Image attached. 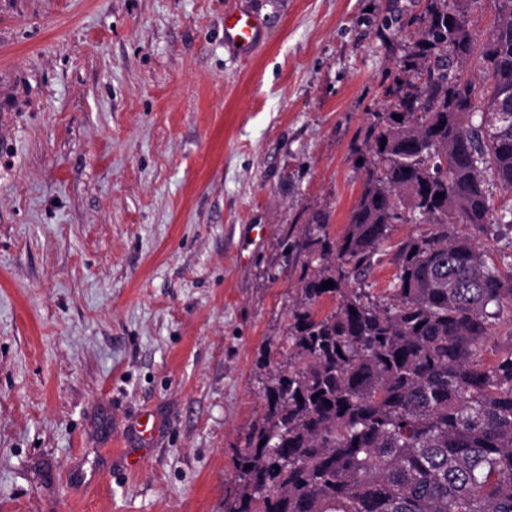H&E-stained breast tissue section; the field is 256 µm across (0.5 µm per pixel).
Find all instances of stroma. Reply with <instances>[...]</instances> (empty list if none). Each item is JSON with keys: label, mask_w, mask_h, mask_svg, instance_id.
Here are the masks:
<instances>
[{"label": "stroma", "mask_w": 512, "mask_h": 512, "mask_svg": "<svg viewBox=\"0 0 512 512\" xmlns=\"http://www.w3.org/2000/svg\"><path fill=\"white\" fill-rule=\"evenodd\" d=\"M265 39L241 57L224 14ZM389 0H0V512H224L340 237L407 25ZM155 412L150 449L123 428ZM260 15L252 10L235 8L224 14V45L237 54L253 51L262 37Z\"/></svg>", "instance_id": "obj_1"}]
</instances>
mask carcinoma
<instances>
[{
    "instance_id": "carcinoma-1",
    "label": "carcinoma",
    "mask_w": 512,
    "mask_h": 512,
    "mask_svg": "<svg viewBox=\"0 0 512 512\" xmlns=\"http://www.w3.org/2000/svg\"><path fill=\"white\" fill-rule=\"evenodd\" d=\"M426 0L392 89L365 129L361 193L339 238L317 214L288 253L306 257L265 412L235 451L224 512H512V231L484 173L512 191V0ZM473 60L478 80L457 73ZM398 114L401 120L393 115ZM395 224L388 299L350 287L372 270ZM328 280L334 286L324 290ZM337 299L318 315L323 296ZM484 1L482 10H478L470 17V27L479 42H482L490 31L495 15L493 0Z\"/></svg>"
}]
</instances>
